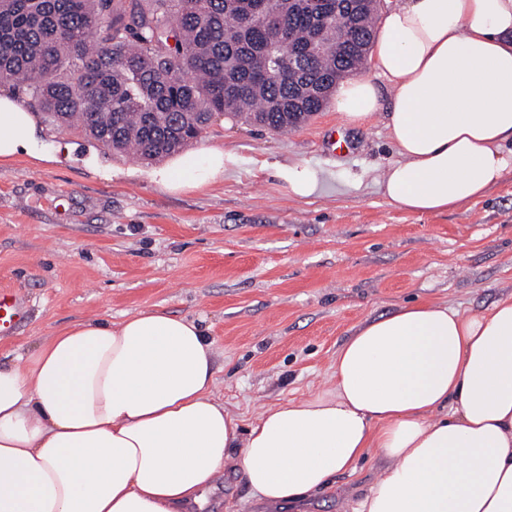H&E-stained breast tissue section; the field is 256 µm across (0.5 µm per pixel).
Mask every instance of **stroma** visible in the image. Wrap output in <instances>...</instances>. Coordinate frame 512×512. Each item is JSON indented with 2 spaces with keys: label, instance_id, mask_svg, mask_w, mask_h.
<instances>
[{
  "label": "stroma",
  "instance_id": "obj_1",
  "mask_svg": "<svg viewBox=\"0 0 512 512\" xmlns=\"http://www.w3.org/2000/svg\"><path fill=\"white\" fill-rule=\"evenodd\" d=\"M381 111L363 126L328 103L274 132L221 114L200 142L236 161L200 189L170 194L134 177L148 163L40 121L44 149L68 160L0 165V289L28 299L25 323L0 337V361L30 355L80 319L121 320L157 305L205 330L216 398L242 423L288 398L331 386L338 348L362 322L415 300L479 311L512 295V170L464 207L419 215L384 197L376 178L397 154L386 128L388 81L364 63ZM348 150L326 147L330 131ZM111 163L101 179L90 156ZM317 171V193L289 196L274 164ZM382 460L336 476L305 512H351Z\"/></svg>",
  "mask_w": 512,
  "mask_h": 512
}]
</instances>
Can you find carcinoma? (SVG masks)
<instances>
[{"mask_svg": "<svg viewBox=\"0 0 512 512\" xmlns=\"http://www.w3.org/2000/svg\"><path fill=\"white\" fill-rule=\"evenodd\" d=\"M0 0V82L52 124L154 160L214 112L288 131L321 111L374 42L371 0Z\"/></svg>", "mask_w": 512, "mask_h": 512, "instance_id": "1", "label": "carcinoma"}]
</instances>
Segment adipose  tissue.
I'll list each match as a JSON object with an SVG mask.
<instances>
[{"mask_svg":"<svg viewBox=\"0 0 512 512\" xmlns=\"http://www.w3.org/2000/svg\"><path fill=\"white\" fill-rule=\"evenodd\" d=\"M371 61L391 89L390 203L462 207L512 167V0H396ZM336 103L355 125L380 109L367 77L340 81ZM68 152L43 151L33 112L0 95V163ZM234 162L205 147L138 175L198 190ZM214 384L201 327L158 306L75 321L0 364V512H201L228 469L257 503L296 504L374 449L385 464L352 512H512V296L366 321L337 350L329 390L245 430Z\"/></svg>","mask_w":512,"mask_h":512,"instance_id":"adipose-tissue-1","label":"adipose tissue"}]
</instances>
